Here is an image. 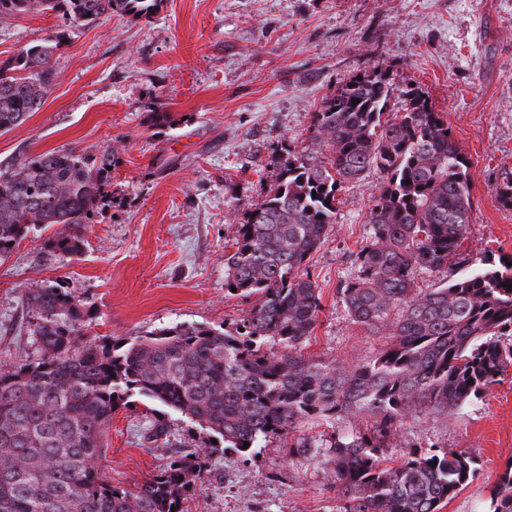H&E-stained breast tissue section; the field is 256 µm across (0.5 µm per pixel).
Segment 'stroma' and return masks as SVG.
I'll return each mask as SVG.
<instances>
[{"mask_svg":"<svg viewBox=\"0 0 512 512\" xmlns=\"http://www.w3.org/2000/svg\"><path fill=\"white\" fill-rule=\"evenodd\" d=\"M56 80L41 109L0 135V156L19 147L88 152L114 147L112 201L91 223L70 226L77 255L45 249L61 225L30 230L0 259V364L38 358L29 292L61 288L86 311L80 341L141 336L177 324L218 330L239 323L253 298L224 286V256L239 209L264 199L281 143L325 161L312 146V114L354 76L389 69L395 85L428 94L470 163L473 208L461 259L423 270L428 291L482 260L512 257V210L496 189L512 178V0H160L152 16H111L65 26L53 14L0 19V61L56 31ZM169 115L155 125L152 113ZM379 172L337 194L336 219L307 263L321 309L303 356L353 365L387 344L352 323L336 290L356 271ZM163 433H155V425ZM105 478L133 488L175 453L209 451L202 486L180 512H341L327 453L289 454L259 440L240 454L212 443L181 413L131 397L104 435ZM465 450L479 476L442 512H486L492 484L512 460V366L457 414L423 412L384 449Z\"/></svg>","mask_w":512,"mask_h":512,"instance_id":"stroma-1","label":"stroma"}]
</instances>
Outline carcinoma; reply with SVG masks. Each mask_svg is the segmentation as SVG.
<instances>
[{
	"mask_svg": "<svg viewBox=\"0 0 512 512\" xmlns=\"http://www.w3.org/2000/svg\"><path fill=\"white\" fill-rule=\"evenodd\" d=\"M157 0H0V19L54 12L82 25L104 16L148 17ZM62 36L0 65V133L38 111L56 72ZM310 138L327 162L284 145L265 198L241 212L224 286L255 297L234 327L177 324L144 336L77 344L84 312L61 288L28 295L40 357L0 367V512H180L203 483L207 449L172 460L135 487L104 477V431L133 395L176 410L239 453L286 437L311 418H376L364 432L288 448L332 455L345 512H441L479 475L468 452L406 453L388 466L382 449L397 423L425 410L455 414L483 397L512 364V266L501 259L431 291L418 272L460 255L472 210L469 162L448 120L424 92L398 88L385 70L352 78L314 112ZM117 154L61 148L0 159V257L37 225L88 224L108 198ZM381 174L368 215L369 243L338 289L349 319L390 344L346 366L298 352L320 310L307 261L336 219V196L366 171ZM75 255L76 236L46 241ZM274 339L280 351L268 348ZM473 383H468V380ZM489 512H512V460L490 489Z\"/></svg>",
	"mask_w": 512,
	"mask_h": 512,
	"instance_id": "1",
	"label": "carcinoma"
}]
</instances>
